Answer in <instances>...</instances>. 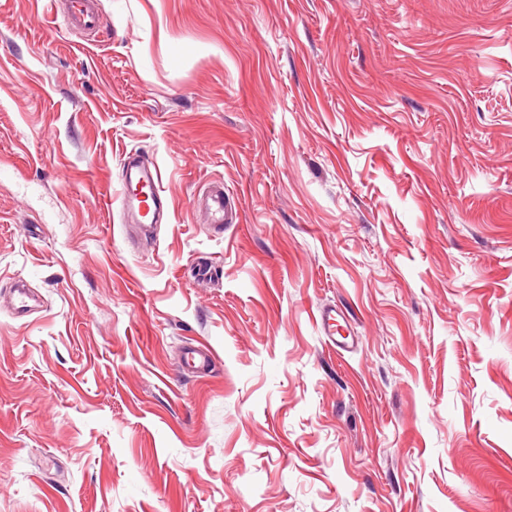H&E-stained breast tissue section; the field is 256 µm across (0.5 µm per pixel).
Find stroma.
Segmentation results:
<instances>
[{"instance_id": "stroma-1", "label": "stroma", "mask_w": 512, "mask_h": 512, "mask_svg": "<svg viewBox=\"0 0 512 512\" xmlns=\"http://www.w3.org/2000/svg\"><path fill=\"white\" fill-rule=\"evenodd\" d=\"M98 3L0 0V512H512V0ZM66 15L71 23L79 25L87 30L97 27V11L91 0H65ZM119 180L123 209L134 208L135 202L138 203L139 208L140 203L134 194L139 186L149 190L154 210L158 211L160 207H163V203H166L162 170L156 164L152 165V167H139L125 160L121 168ZM316 325L320 328L323 335L334 345L336 349L348 351L353 345L347 342L348 336H342L336 328L342 321L347 326V318L342 310L334 308L319 309L314 316ZM340 335L341 340L336 338V334ZM213 360L211 350L203 344L191 345L185 352L184 363L186 367L195 370H205Z\"/></svg>"}]
</instances>
